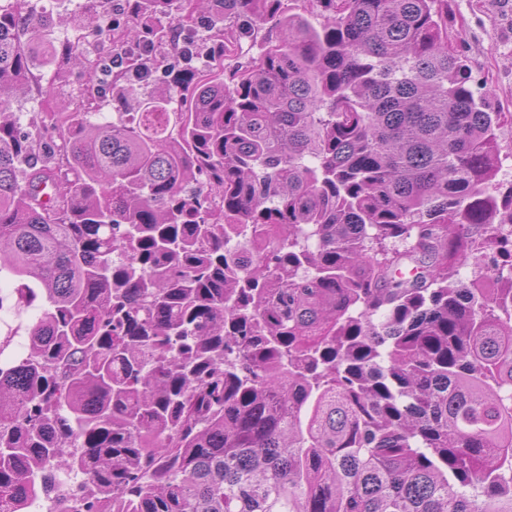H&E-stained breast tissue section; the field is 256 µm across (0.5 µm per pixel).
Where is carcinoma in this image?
Returning <instances> with one entry per match:
<instances>
[{
	"label": "carcinoma",
	"instance_id": "1",
	"mask_svg": "<svg viewBox=\"0 0 512 512\" xmlns=\"http://www.w3.org/2000/svg\"><path fill=\"white\" fill-rule=\"evenodd\" d=\"M13 2L0 278L42 304L0 368V512H512L507 119L448 46V0H317L318 26L197 0L222 39L110 116L106 56ZM107 2L76 32L165 44L185 8ZM62 59L82 88L40 113L49 139L22 132L17 93L50 96ZM274 34L269 25H261L252 29L250 36L242 39L237 52L224 57V83L229 84L232 74L237 69L245 66L252 57H257L264 42Z\"/></svg>",
	"mask_w": 512,
	"mask_h": 512
}]
</instances>
